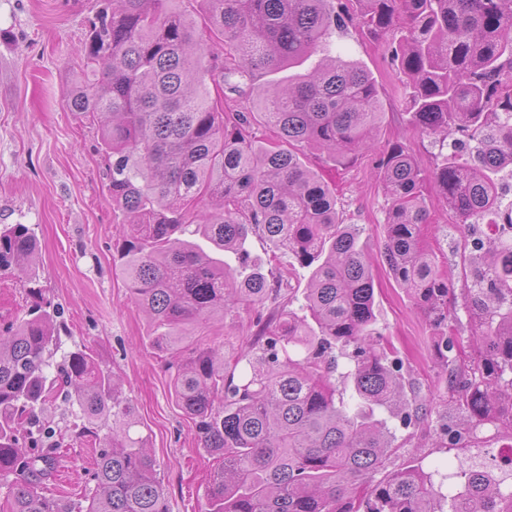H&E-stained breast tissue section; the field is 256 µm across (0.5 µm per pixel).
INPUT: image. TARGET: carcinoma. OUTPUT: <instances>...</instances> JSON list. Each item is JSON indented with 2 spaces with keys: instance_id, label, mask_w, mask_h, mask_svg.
Returning <instances> with one entry per match:
<instances>
[{
  "instance_id": "1",
  "label": "carcinoma",
  "mask_w": 512,
  "mask_h": 512,
  "mask_svg": "<svg viewBox=\"0 0 512 512\" xmlns=\"http://www.w3.org/2000/svg\"><path fill=\"white\" fill-rule=\"evenodd\" d=\"M100 0L84 44V78L67 105L99 123L112 204L128 218L126 285L151 322L154 347L181 349L186 328L282 288L249 267L261 234L312 269L299 311L265 327L260 353L224 363L196 347L176 362L171 394L221 460L204 512H512V485L484 459L434 481L420 465L390 471L398 445L388 420L430 425L407 395L402 360L373 328V267L336 195L300 160L323 150L341 162L366 150L379 93L357 63L333 54L351 23L390 38L413 126L438 139L432 176L458 218L464 305L478 334L468 362L448 335V278L422 237L429 215L415 158L393 146L380 163L390 202L383 258L424 309L452 418L434 430L443 448L477 446L489 425L512 441V206L489 172L512 173V0ZM314 54L319 64L252 98L256 74ZM281 141L253 136L256 115ZM466 140L446 144L448 136ZM234 255L212 256L199 242ZM38 242L27 224L0 225V270L34 298L0 334V512H169L157 464L122 382L85 347L60 349L57 310L30 287ZM349 399L336 397L338 356ZM71 408L66 429L44 414ZM107 433H102V430ZM104 439L94 487L61 502L48 492L63 431Z\"/></svg>"
}]
</instances>
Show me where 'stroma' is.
<instances>
[{"instance_id": "1", "label": "stroma", "mask_w": 512, "mask_h": 512, "mask_svg": "<svg viewBox=\"0 0 512 512\" xmlns=\"http://www.w3.org/2000/svg\"><path fill=\"white\" fill-rule=\"evenodd\" d=\"M96 10V0H0V224L34 228L40 253L33 273L44 298L59 311L63 349L87 347L122 377L137 406L139 430L157 460L170 512H203L217 461L172 399L170 355L151 346L148 318L125 286L119 254L127 226L107 191L98 125L66 104L65 91L80 74V51ZM335 47L375 78L383 119L371 147L354 161L343 165L319 150L307 151L304 161L334 189L343 222L359 229L375 269V329L394 345L419 398L437 408L445 394L432 350L437 331L381 258L388 200L378 163L397 143L415 156L429 213L424 242L458 291L464 282L457 218L431 179L439 147L407 118L406 88L388 38L351 26L337 36ZM249 250L264 272L289 274L292 289L268 299L262 309L244 308L224 321L191 326L192 345L221 348L228 362L256 345L258 319L280 313L290 292H303L310 275L269 241L251 237ZM396 434L406 445L391 457V468L456 470L454 453L431 445L421 430L401 427ZM95 454L91 444L65 436L53 493L64 500L77 496Z\"/></svg>"}]
</instances>
